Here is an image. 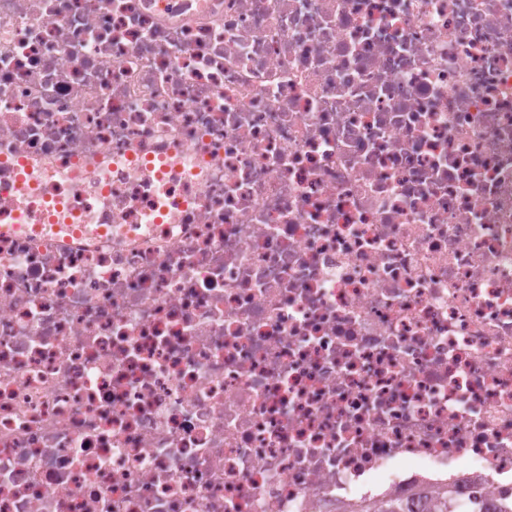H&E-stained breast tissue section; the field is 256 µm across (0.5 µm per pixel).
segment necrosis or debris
<instances>
[{
	"instance_id": "necrosis-or-debris-1",
	"label": "necrosis or debris",
	"mask_w": 512,
	"mask_h": 512,
	"mask_svg": "<svg viewBox=\"0 0 512 512\" xmlns=\"http://www.w3.org/2000/svg\"><path fill=\"white\" fill-rule=\"evenodd\" d=\"M512 500V0H0V512Z\"/></svg>"
}]
</instances>
